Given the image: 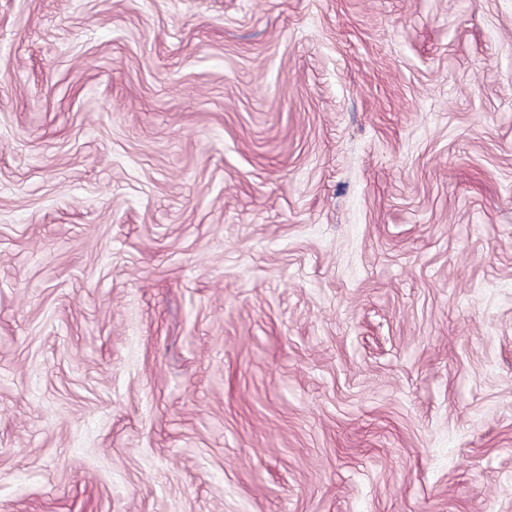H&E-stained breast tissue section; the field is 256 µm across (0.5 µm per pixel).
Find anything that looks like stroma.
Masks as SVG:
<instances>
[{"instance_id": "obj_1", "label": "stroma", "mask_w": 512, "mask_h": 512, "mask_svg": "<svg viewBox=\"0 0 512 512\" xmlns=\"http://www.w3.org/2000/svg\"><path fill=\"white\" fill-rule=\"evenodd\" d=\"M0 512H512V0H0Z\"/></svg>"}]
</instances>
